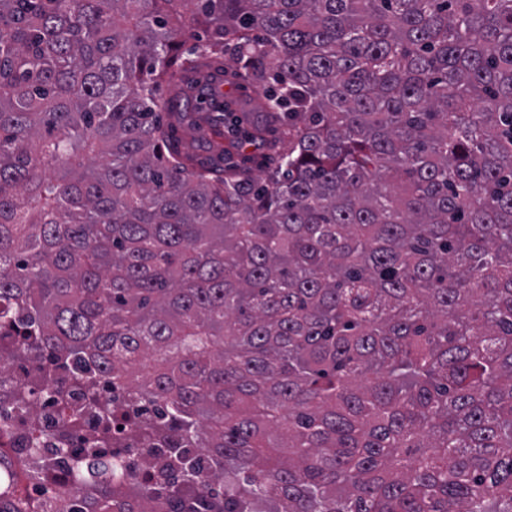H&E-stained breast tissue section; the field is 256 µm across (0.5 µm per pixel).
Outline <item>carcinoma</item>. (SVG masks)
<instances>
[{
	"label": "carcinoma",
	"mask_w": 512,
	"mask_h": 512,
	"mask_svg": "<svg viewBox=\"0 0 512 512\" xmlns=\"http://www.w3.org/2000/svg\"><path fill=\"white\" fill-rule=\"evenodd\" d=\"M3 329L165 467L0 512H512V0H0ZM97 397L106 403H111L115 410L116 420L112 424L111 440L100 448L101 452L107 457L123 466V474L120 481L124 482L126 487L139 488L143 485L145 474L147 473V462L150 458V448H140L129 441L128 429L129 421L134 415H145V402L130 401L127 393L121 394L117 390L104 382H100L95 389ZM123 426V429H118Z\"/></svg>",
	"instance_id": "carcinoma-1"
}]
</instances>
